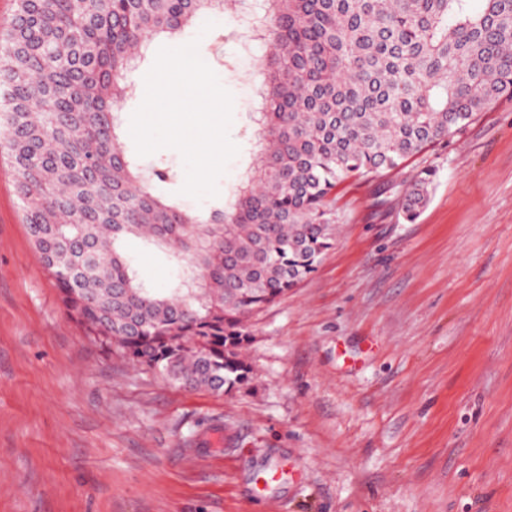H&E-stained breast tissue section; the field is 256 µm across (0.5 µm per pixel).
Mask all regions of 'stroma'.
<instances>
[{
	"label": "stroma",
	"mask_w": 512,
	"mask_h": 512,
	"mask_svg": "<svg viewBox=\"0 0 512 512\" xmlns=\"http://www.w3.org/2000/svg\"><path fill=\"white\" fill-rule=\"evenodd\" d=\"M239 13L201 11L157 51L197 41L233 96L238 155L219 194L182 195L179 152L158 193L205 209L251 167L267 47ZM211 30H204L205 22ZM437 171L415 223L404 190ZM0 158V512H512V99L397 172L336 188L337 234L317 272L253 316L249 381L186 392L92 344L70 321ZM139 277L176 268L143 239L120 244Z\"/></svg>",
	"instance_id": "35a3bbf8"
}]
</instances>
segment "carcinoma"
I'll use <instances>...</instances> for the list:
<instances>
[{"label":"carcinoma","instance_id":"obj_1","mask_svg":"<svg viewBox=\"0 0 512 512\" xmlns=\"http://www.w3.org/2000/svg\"><path fill=\"white\" fill-rule=\"evenodd\" d=\"M227 0H16L0 32V155L33 247L68 316L185 391L248 380L249 319L317 271L335 241L336 187L370 180L512 98V0H267L260 152L227 207L186 209L153 191L118 142L123 77L150 36ZM434 170L405 192L413 223ZM166 250L159 292L119 251ZM201 288H189L193 276Z\"/></svg>","mask_w":512,"mask_h":512}]
</instances>
